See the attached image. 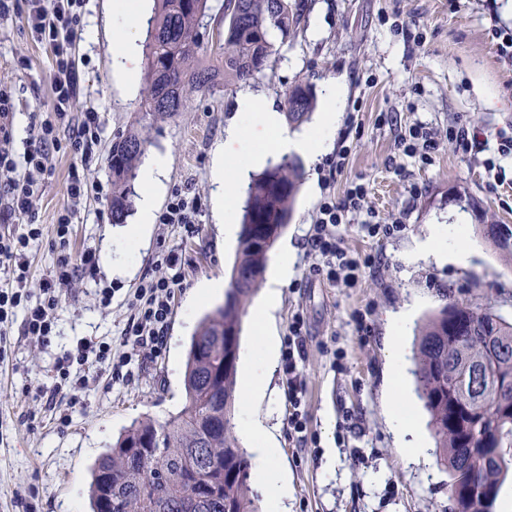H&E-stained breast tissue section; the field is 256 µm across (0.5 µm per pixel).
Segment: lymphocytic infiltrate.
<instances>
[{
    "instance_id": "obj_1",
    "label": "lymphocytic infiltrate",
    "mask_w": 512,
    "mask_h": 512,
    "mask_svg": "<svg viewBox=\"0 0 512 512\" xmlns=\"http://www.w3.org/2000/svg\"><path fill=\"white\" fill-rule=\"evenodd\" d=\"M27 23L38 41L49 45L55 55L53 69L54 101L48 117L33 133L24 152H17L12 131L13 96L8 87L0 85V223H12L16 217L26 219L23 232L0 234V273L5 274L10 287L0 289V335H8L12 326L30 342L45 345L56 334V312L62 292L80 275L94 277L96 251L85 247L79 259H72L71 224L89 194L96 187L90 184L82 168L71 167L66 187L67 202L60 211L55 226L54 249L57 259L52 270L43 278L38 292L27 286L28 254L43 236L35 210V193L50 171L54 153L67 150L80 160L93 157L102 132L99 112L86 108L72 116L79 82V70L73 57V42L85 0H25ZM366 197L363 185L348 189L343 199L326 196L321 201L318 216L307 234L309 252L316 259L317 271L333 281L355 279L361 264L348 256L341 247L336 229L348 214L361 211ZM200 204L197 197L175 193L159 217L160 223L176 226L185 237L199 232ZM158 266L164 267V277L144 280L134 294L133 315L122 328L117 342H95L79 338L54 364L56 380L52 396H67L72 390L84 388V372L90 367L107 368L121 376L133 358L146 352L160 356L167 344L169 318L176 289L182 288L185 276L173 252L161 253ZM304 322L294 317L288 327V342L282 353L283 371L288 381V417L290 435L299 437L306 430L304 388L301 379L305 359Z\"/></svg>"
}]
</instances>
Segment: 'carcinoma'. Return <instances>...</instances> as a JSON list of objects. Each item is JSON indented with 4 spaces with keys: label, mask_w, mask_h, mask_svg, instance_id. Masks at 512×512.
<instances>
[{
    "label": "carcinoma",
    "mask_w": 512,
    "mask_h": 512,
    "mask_svg": "<svg viewBox=\"0 0 512 512\" xmlns=\"http://www.w3.org/2000/svg\"><path fill=\"white\" fill-rule=\"evenodd\" d=\"M223 44L217 62L203 59L208 0H154L145 43L141 120L112 142V223H124L133 205L131 181L144 152L141 121L163 122L184 108L191 92L246 83L277 53L270 32L285 42L301 23L292 0H224ZM316 99L295 85L284 101L289 125L306 121ZM303 180L296 159L266 168L248 185L241 231L224 304L199 323L186 354L185 407L162 423L131 424L95 462L90 512H260L251 494L249 462L233 435L243 304L265 273L268 254L292 219ZM484 238L512 263V228ZM413 375L429 413V427L448 467V490L470 476L498 492L505 458L470 464V446L489 441L512 448V415L494 408L498 383L512 375V323L488 309L445 304L425 324L413 356Z\"/></svg>",
    "instance_id": "cac0c4a2"
}]
</instances>
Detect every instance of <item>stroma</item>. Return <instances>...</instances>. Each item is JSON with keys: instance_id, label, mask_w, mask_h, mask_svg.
I'll use <instances>...</instances> for the list:
<instances>
[{"instance_id": "35a3bbf8", "label": "stroma", "mask_w": 512, "mask_h": 512, "mask_svg": "<svg viewBox=\"0 0 512 512\" xmlns=\"http://www.w3.org/2000/svg\"><path fill=\"white\" fill-rule=\"evenodd\" d=\"M304 18L294 40L284 43L270 68L247 89L266 108L279 112L295 83L311 84L317 111L325 89L345 88L332 152L349 146L341 173L330 174L329 154L302 158L303 182L290 224L278 247L291 249L294 276L282 290L273 326L287 339L294 314L306 323L308 414L304 441L288 431L290 407L282 368H275L265 397L235 405L233 424L251 417L265 423L280 447L279 466L291 486L288 512H454L449 476L437 462L435 440L419 398L412 409L428 458L406 463L388 422L390 346L393 314L415 308V323L448 301L491 309L512 322V263L479 232L487 216L512 225V160L496 176L497 135L512 137V63L501 60L494 28L512 30V0H303ZM110 0H88L75 39L79 62L77 108L96 107L102 132L98 152L87 166L90 181L111 187L112 142L135 118L141 85L127 86L113 73ZM18 4L0 20V81L11 86L16 116V150H24L53 98V53L37 42ZM96 28L88 40V28ZM245 87L216 82L192 93L175 119L148 133L146 153L167 156L166 206L177 191H190L201 205L199 233L183 237L168 224H152L147 236L129 245L124 226L113 223L111 198L89 197L70 239L72 257L84 247L122 250L124 273L98 265L94 279L75 281L65 292L56 334L43 347L11 334L9 358L0 360V512H87L89 468L124 427L137 418L164 422L185 405L187 346L215 301L188 310L195 289L210 280H228L236 247L224 242L211 180L214 152L237 117ZM436 132L438 149L428 158L405 156L400 146L416 123ZM464 124L471 148L450 141L448 130ZM77 158L53 156V175L36 199L40 243L29 254L31 290L51 270L55 223L66 202V183ZM354 183L367 192L362 212L337 229L352 257L361 261L353 285L329 282L314 271L306 235L326 195L343 196ZM468 217L472 254L466 263L419 256L432 230ZM400 225L389 237L370 236L369 220ZM174 250L186 277L174 303L167 347L158 358H142L130 379L112 380L91 370L87 389L69 399L46 402L56 358L75 339L117 338L133 309L136 289L159 278L161 252ZM112 293L110 305L101 291ZM369 333L359 335L357 319Z\"/></svg>"}]
</instances>
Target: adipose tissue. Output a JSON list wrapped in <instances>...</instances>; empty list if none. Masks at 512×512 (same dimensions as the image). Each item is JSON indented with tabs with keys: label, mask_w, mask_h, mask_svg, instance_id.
I'll return each mask as SVG.
<instances>
[{
	"label": "adipose tissue",
	"mask_w": 512,
	"mask_h": 512,
	"mask_svg": "<svg viewBox=\"0 0 512 512\" xmlns=\"http://www.w3.org/2000/svg\"><path fill=\"white\" fill-rule=\"evenodd\" d=\"M139 0H113L112 28L115 32L113 58L115 70L127 83H135L138 75L136 20L140 14ZM344 94L342 85H330L327 90V108L311 129L291 134L283 128L277 112L262 108L259 99L243 93L238 102L235 122L224 131V142L215 151L212 180L223 186V194L215 198V208L224 223V241L233 243L239 232L234 221L235 198L231 188L249 168L264 163L269 152L319 156L330 148L336 132L337 106ZM169 160L161 154L151 155L141 174V195L138 221L125 234L126 241L136 242L145 237L154 222L157 201L165 188ZM470 253V240L464 223H456L433 232L422 244L421 254L443 262H465ZM294 276V259L289 250H281L270 265L266 286L252 312L253 333L257 338L258 355L250 360V374L245 384L246 397L265 394L269 376L279 352V339L270 330L269 323L281 303L282 289ZM414 320L413 309L407 308L390 323L391 387L398 405L389 413L391 429L403 441L410 461L426 459L427 450L417 439L413 411L405 390L404 365L406 336ZM240 435L248 445L252 471L266 494L272 512H285L288 499V479L276 465L278 450L267 438L268 429L258 420L248 419L240 426Z\"/></svg>",
	"instance_id": "ef3b65f1"
}]
</instances>
